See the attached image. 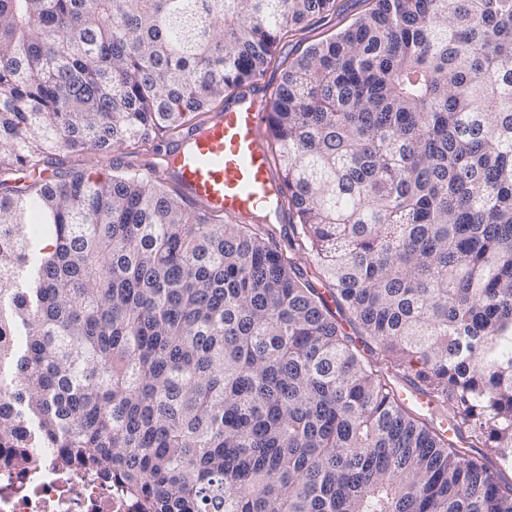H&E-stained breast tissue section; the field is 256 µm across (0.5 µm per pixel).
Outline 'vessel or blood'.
<instances>
[{"label":"vessel or blood","instance_id":"vessel-or-blood-1","mask_svg":"<svg viewBox=\"0 0 512 512\" xmlns=\"http://www.w3.org/2000/svg\"><path fill=\"white\" fill-rule=\"evenodd\" d=\"M273 97L243 96L215 114L166 158L190 204L239 220L276 194L274 162L262 125Z\"/></svg>","mask_w":512,"mask_h":512}]
</instances>
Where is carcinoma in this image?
<instances>
[{
	"label": "carcinoma",
	"instance_id": "carcinoma-1",
	"mask_svg": "<svg viewBox=\"0 0 512 512\" xmlns=\"http://www.w3.org/2000/svg\"><path fill=\"white\" fill-rule=\"evenodd\" d=\"M369 4L269 111L305 274L55 166L201 129L336 0H0V448L143 512H512V0Z\"/></svg>",
	"mask_w": 512,
	"mask_h": 512
}]
</instances>
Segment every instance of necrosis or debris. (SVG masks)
Wrapping results in <instances>:
<instances>
[{"mask_svg":"<svg viewBox=\"0 0 512 512\" xmlns=\"http://www.w3.org/2000/svg\"><path fill=\"white\" fill-rule=\"evenodd\" d=\"M0 512H142L102 476L61 466L52 448H0Z\"/></svg>","mask_w":512,"mask_h":512,"instance_id":"obj_1","label":"necrosis or debris"}]
</instances>
